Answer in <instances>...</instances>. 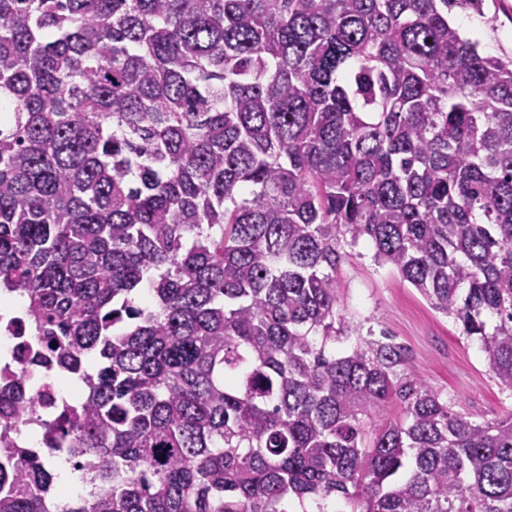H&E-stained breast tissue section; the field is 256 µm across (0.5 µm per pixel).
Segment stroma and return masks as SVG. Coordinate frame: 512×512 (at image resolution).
I'll return each instance as SVG.
<instances>
[{"mask_svg":"<svg viewBox=\"0 0 512 512\" xmlns=\"http://www.w3.org/2000/svg\"><path fill=\"white\" fill-rule=\"evenodd\" d=\"M495 29L475 14L452 13L451 23L469 27L482 50L512 49V0H500ZM336 271L338 308L346 326L358 335H388L410 351L407 373L427 382L449 399L454 410L477 422L512 412V393L502 390L489 371L478 342L462 325L432 308L425 297L393 268L377 264L367 240L345 246Z\"/></svg>","mask_w":512,"mask_h":512,"instance_id":"35a3bbf8","label":"stroma"}]
</instances>
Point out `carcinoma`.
Wrapping results in <instances>:
<instances>
[{
	"label": "carcinoma",
	"mask_w": 512,
	"mask_h": 512,
	"mask_svg": "<svg viewBox=\"0 0 512 512\" xmlns=\"http://www.w3.org/2000/svg\"><path fill=\"white\" fill-rule=\"evenodd\" d=\"M485 2L0 0V293L81 383L0 369V512H512V413L335 347L365 238L512 393V53L448 20Z\"/></svg>",
	"instance_id": "cac0c4a2"
}]
</instances>
